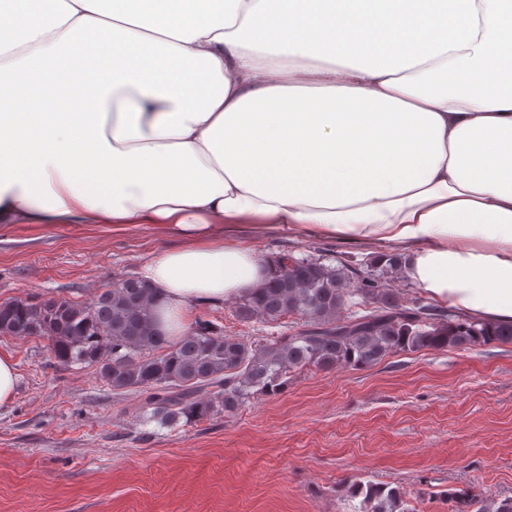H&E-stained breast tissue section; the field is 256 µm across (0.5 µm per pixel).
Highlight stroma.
I'll return each instance as SVG.
<instances>
[{"instance_id":"35a3bbf8","label":"stroma","mask_w":512,"mask_h":512,"mask_svg":"<svg viewBox=\"0 0 512 512\" xmlns=\"http://www.w3.org/2000/svg\"><path fill=\"white\" fill-rule=\"evenodd\" d=\"M238 238L260 254L371 255L285 228ZM167 244L142 226L1 229L0 303L90 302ZM193 317L228 336L288 332L240 323L229 299ZM45 345L0 336L19 373L0 408V512H353L356 480L398 489L410 512H451L459 489L512 496V343L305 370L279 394L170 426L140 420L143 392L112 394L93 367L57 363Z\"/></svg>"}]
</instances>
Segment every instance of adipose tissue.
I'll return each instance as SVG.
<instances>
[{
	"label": "adipose tissue",
	"mask_w": 512,
	"mask_h": 512,
	"mask_svg": "<svg viewBox=\"0 0 512 512\" xmlns=\"http://www.w3.org/2000/svg\"><path fill=\"white\" fill-rule=\"evenodd\" d=\"M46 0L0 12V229L147 224L164 334L257 288L239 225L394 246L432 300L512 322V0ZM378 24H368V17ZM450 17L437 28L439 17ZM113 53L92 73L82 48ZM159 51L138 76L122 56Z\"/></svg>",
	"instance_id": "ef3b65f1"
}]
</instances>
